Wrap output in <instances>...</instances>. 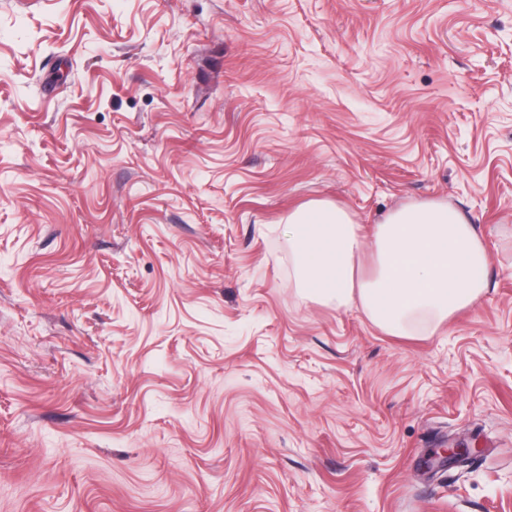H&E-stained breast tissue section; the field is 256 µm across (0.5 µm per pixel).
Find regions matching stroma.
<instances>
[{"mask_svg":"<svg viewBox=\"0 0 512 512\" xmlns=\"http://www.w3.org/2000/svg\"><path fill=\"white\" fill-rule=\"evenodd\" d=\"M315 202L486 291L302 297ZM0 512H512V0H0ZM296 287L311 299L349 305L355 296L370 320L392 335L449 319L477 301L488 281V256L472 221L441 203L405 206L376 224L375 274L354 281L364 242L345 209L316 202L288 216ZM471 453V448H464V446H448L444 444L442 448H436L432 456L428 458L427 466L433 467L442 463L461 464L466 457Z\"/></svg>","mask_w":512,"mask_h":512,"instance_id":"1","label":"stroma"}]
</instances>
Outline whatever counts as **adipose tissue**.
I'll list each match as a JSON object with an SVG mask.
<instances>
[{
	"mask_svg": "<svg viewBox=\"0 0 512 512\" xmlns=\"http://www.w3.org/2000/svg\"><path fill=\"white\" fill-rule=\"evenodd\" d=\"M296 286L309 298L360 302L380 329L401 336L442 321L477 301L488 281V256L472 221L441 203L389 212L373 234L375 274L354 279L364 242L345 209L316 202L288 216Z\"/></svg>",
	"mask_w": 512,
	"mask_h": 512,
	"instance_id": "1",
	"label": "adipose tissue"
}]
</instances>
